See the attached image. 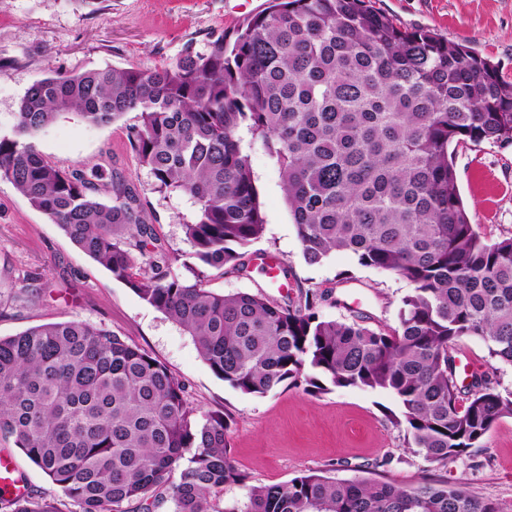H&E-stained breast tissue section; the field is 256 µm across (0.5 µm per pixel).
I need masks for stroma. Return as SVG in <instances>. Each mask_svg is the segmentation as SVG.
<instances>
[{
  "label": "stroma",
  "mask_w": 512,
  "mask_h": 512,
  "mask_svg": "<svg viewBox=\"0 0 512 512\" xmlns=\"http://www.w3.org/2000/svg\"><path fill=\"white\" fill-rule=\"evenodd\" d=\"M401 27L428 28L448 42L471 48L497 63L512 81V0H370ZM269 0H0V131H8L26 91L50 71L97 67H171L185 50L205 51L217 30L226 34L265 9ZM126 115L95 126L79 114H62L36 138L38 149L63 169H82L94 183L123 177L133 185L171 258L187 260L192 247L182 225L192 212L186 198L157 192L129 148ZM263 236L249 253L275 258L287 289L273 287L257 265L246 274L207 272L218 293H261L280 302L313 289L324 293L325 318L364 319L371 328L397 326L409 284L357 264L339 252L318 265L306 264L292 222L281 176L260 145L248 148ZM461 197L472 223L487 238L512 237V145L487 142L455 151ZM79 319L121 336L162 362L187 387L200 411L220 410L232 420L230 454L251 483L273 485L321 470L341 478H374L412 486L422 478L464 484L512 512V418L503 419L481 447L439 468L404 446L403 428L385 417L397 409L387 393L356 387L309 394L278 387L265 396L241 394L216 377L191 337L142 300L111 272L75 246L58 225L31 207L12 183L0 179V336L48 322ZM455 380L466 385L465 363L487 374L502 393L512 392V366L491 368L485 344L459 342ZM391 458L389 467L376 460ZM11 459L26 489L56 499L62 512H78L49 477L20 451Z\"/></svg>",
  "instance_id": "35a3bbf8"
}]
</instances>
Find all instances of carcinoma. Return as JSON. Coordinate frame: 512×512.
Segmentation results:
<instances>
[{"instance_id": "cac0c4a2", "label": "carcinoma", "mask_w": 512, "mask_h": 512, "mask_svg": "<svg viewBox=\"0 0 512 512\" xmlns=\"http://www.w3.org/2000/svg\"><path fill=\"white\" fill-rule=\"evenodd\" d=\"M65 112L127 141L162 194L193 208L182 224L203 267L244 272L265 231L241 132L275 160L302 247L336 252L407 281L395 328L328 320L324 294L296 304L218 294L205 272H174L152 217L123 181L95 185L48 160L35 140ZM512 144V82L489 58L428 29L400 27L368 0H270L237 30L172 67L52 71L0 133L9 180L94 261L168 315L212 372L245 395L358 387L390 394L406 447L444 466L512 417V393L488 376L461 391L452 350L466 337L512 366V237L485 239L462 202L451 146ZM230 418L197 414L158 360L82 320L0 337V440L79 512H499L466 487H411L308 471L252 485L230 456ZM4 512H61L53 499L0 500Z\"/></svg>"}]
</instances>
